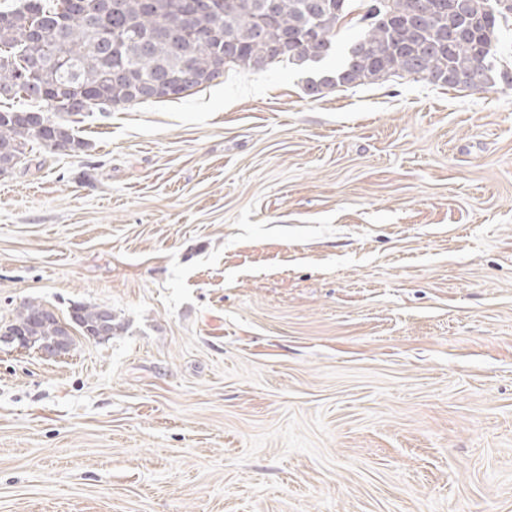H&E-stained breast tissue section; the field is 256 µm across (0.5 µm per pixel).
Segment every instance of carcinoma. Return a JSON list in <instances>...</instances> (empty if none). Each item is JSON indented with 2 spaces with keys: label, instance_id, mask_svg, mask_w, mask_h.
<instances>
[{
  "label": "carcinoma",
  "instance_id": "1",
  "mask_svg": "<svg viewBox=\"0 0 512 512\" xmlns=\"http://www.w3.org/2000/svg\"><path fill=\"white\" fill-rule=\"evenodd\" d=\"M116 8L92 25L75 14L70 0H23L0 10V97L32 101L31 90L43 92L41 119L16 117L0 110V175L13 169L32 142L57 151L84 147L73 128L48 112H105L114 106L143 103L140 89L163 78L174 95L211 83L232 68L261 70L273 63L304 66L327 59L337 30L355 7L364 13L362 32L340 53L327 86L357 87L389 76L407 74L429 83L461 90L489 86L487 67L497 57L500 23L512 16V0H345L336 12L331 0H216V11L186 21V0H161L154 13L145 0H115ZM432 19L417 23L422 3ZM188 27L178 42L162 36L164 28ZM102 307L76 304L72 314L97 322ZM47 308L25 303L14 323L38 327L40 341L56 334L39 318Z\"/></svg>",
  "mask_w": 512,
  "mask_h": 512
}]
</instances>
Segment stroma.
<instances>
[{"label":"stroma","mask_w":512,"mask_h":512,"mask_svg":"<svg viewBox=\"0 0 512 512\" xmlns=\"http://www.w3.org/2000/svg\"><path fill=\"white\" fill-rule=\"evenodd\" d=\"M232 69L0 175V512H512V85ZM47 309L41 303L35 301H28L25 303L16 313L14 321L7 326L10 329L15 324H33L38 327V330L34 332L35 336H40V341L51 340L55 336L57 329L56 324L61 321L55 315H43L47 312ZM46 317L51 318L53 321L49 323H41L39 318Z\"/></svg>","instance_id":"1"}]
</instances>
